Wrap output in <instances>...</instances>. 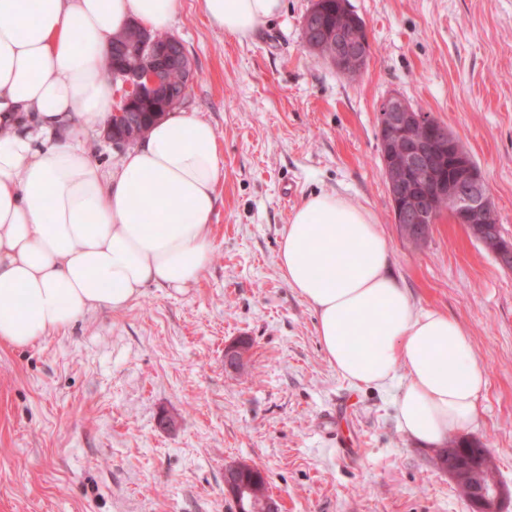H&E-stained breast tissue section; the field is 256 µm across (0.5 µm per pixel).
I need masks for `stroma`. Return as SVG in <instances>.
<instances>
[{"label":"stroma","mask_w":512,"mask_h":512,"mask_svg":"<svg viewBox=\"0 0 512 512\" xmlns=\"http://www.w3.org/2000/svg\"><path fill=\"white\" fill-rule=\"evenodd\" d=\"M312 2L286 0L241 40L182 0L168 32L197 76L179 109L214 126L223 157L210 260L193 287L151 286L120 313L0 345V512H234V462L263 470L282 512H475L436 449L400 430L394 390L330 365L280 275L291 214L322 191L368 208L415 303L469 332L488 388L464 436L495 455L512 512V271L445 217L409 243L377 140L393 93L442 121L512 239V0H349L372 45L354 77L304 47ZM238 340L234 371L224 347Z\"/></svg>","instance_id":"obj_1"}]
</instances>
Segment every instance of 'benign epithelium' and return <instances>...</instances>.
Segmentation results:
<instances>
[{
	"label": "benign epithelium",
	"mask_w": 512,
	"mask_h": 512,
	"mask_svg": "<svg viewBox=\"0 0 512 512\" xmlns=\"http://www.w3.org/2000/svg\"><path fill=\"white\" fill-rule=\"evenodd\" d=\"M303 44L320 41L332 48L329 60L336 69L353 75L363 69L371 56L366 25L353 18L331 28L317 11L309 12L302 23ZM140 47L146 58L118 72L125 103L136 111L145 100L158 101L157 111L173 110L167 104L168 90L154 75L157 69L180 68L185 84L193 80V62L184 43L175 36L159 41L147 28L140 29ZM379 144L383 171L392 204L394 223L406 229L412 244L425 243L442 213L448 219L478 231V236L494 235V256L505 269H512V240L497 238L501 230L480 168L458 147L457 138L442 122L427 112H417L402 95L387 96L378 108ZM258 468L232 463L224 471V490L236 512H279L271 495H257L253 482ZM503 487L473 489L470 498L478 512H500Z\"/></svg>",
	"instance_id": "7a95c632"
}]
</instances>
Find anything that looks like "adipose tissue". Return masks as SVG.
I'll list each match as a JSON object with an SVG mask.
<instances>
[{
	"instance_id": "ef3b65f1",
	"label": "adipose tissue",
	"mask_w": 512,
	"mask_h": 512,
	"mask_svg": "<svg viewBox=\"0 0 512 512\" xmlns=\"http://www.w3.org/2000/svg\"><path fill=\"white\" fill-rule=\"evenodd\" d=\"M182 0H0V343L25 348L143 290L188 288L209 262L223 159L206 120H156L117 166L86 147L107 126L101 68L114 34L166 28ZM244 39L284 0H201ZM280 274L316 315L328 362L350 384L395 389L414 442L442 445L476 420L487 379L468 332L418 307L389 271L372 212L308 197L283 231Z\"/></svg>"
}]
</instances>
